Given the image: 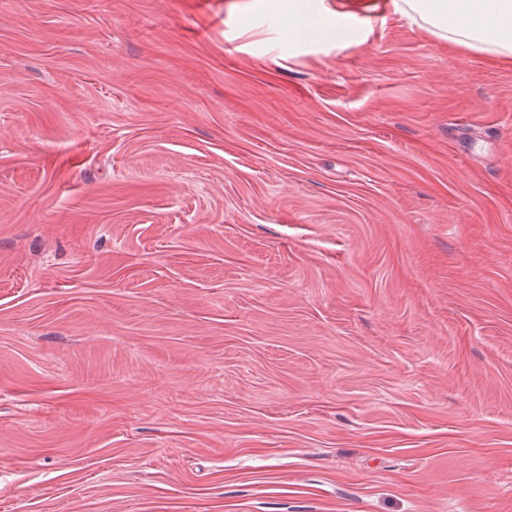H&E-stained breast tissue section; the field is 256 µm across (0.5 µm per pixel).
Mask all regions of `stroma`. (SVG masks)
<instances>
[{
	"instance_id": "1",
	"label": "stroma",
	"mask_w": 512,
	"mask_h": 512,
	"mask_svg": "<svg viewBox=\"0 0 512 512\" xmlns=\"http://www.w3.org/2000/svg\"><path fill=\"white\" fill-rule=\"evenodd\" d=\"M366 2L0 0V512H512V65ZM288 2L284 11V23L288 26V33L296 37L311 39L313 36H321L322 39L335 41L336 43H348V32L336 26L331 28L308 10V0H278Z\"/></svg>"
}]
</instances>
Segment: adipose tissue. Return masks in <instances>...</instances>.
I'll return each mask as SVG.
<instances>
[{
	"instance_id": "obj_1",
	"label": "adipose tissue",
	"mask_w": 512,
	"mask_h": 512,
	"mask_svg": "<svg viewBox=\"0 0 512 512\" xmlns=\"http://www.w3.org/2000/svg\"><path fill=\"white\" fill-rule=\"evenodd\" d=\"M287 2L284 21L290 35L348 42V32L325 25L309 11L308 0ZM393 5L436 40L512 63V0H393Z\"/></svg>"
}]
</instances>
